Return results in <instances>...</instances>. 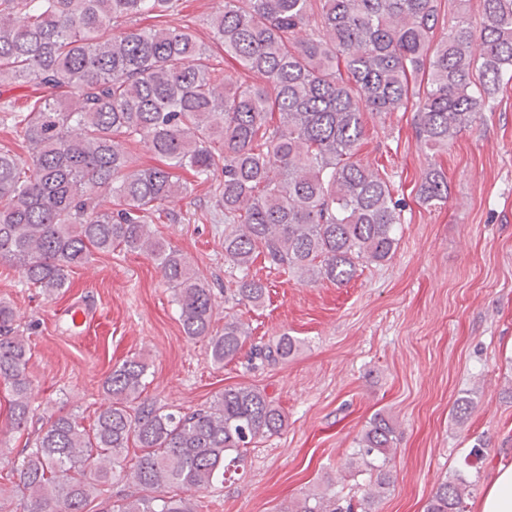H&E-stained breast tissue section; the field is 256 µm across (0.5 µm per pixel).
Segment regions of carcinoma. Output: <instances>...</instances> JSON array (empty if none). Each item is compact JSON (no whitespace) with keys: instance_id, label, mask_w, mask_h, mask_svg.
Masks as SVG:
<instances>
[{"instance_id":"carcinoma-1","label":"carcinoma","mask_w":512,"mask_h":512,"mask_svg":"<svg viewBox=\"0 0 512 512\" xmlns=\"http://www.w3.org/2000/svg\"><path fill=\"white\" fill-rule=\"evenodd\" d=\"M176 0H0V87L34 84L18 108L0 101V122L29 157L0 151V263L52 297L69 270L94 252L145 253L171 289L183 334L202 340L217 365L238 357L249 336L237 319L213 320L211 288L190 257L150 230L148 219L186 194L214 185L224 210L227 298L264 304L267 286L250 269L264 263L302 285L349 283L361 268L390 261L402 205L386 174L363 162L364 115L419 114L417 140L446 150L512 84V0H224L210 25L216 51L236 66H213L188 24L167 21ZM155 24L114 32L117 19ZM443 16L446 32L434 40ZM261 77L245 84L238 71ZM158 158L133 164L127 145ZM428 208L448 203V179L428 162L417 188ZM286 334L252 356L286 360ZM31 348L14 309L0 303V385L9 425L32 413ZM149 366L133 355L112 367L109 403L87 429L54 414L13 470L23 512H86L115 479L145 491L117 512H197L177 487L205 492L244 466L249 448L280 433L286 419L265 389L226 387L209 406L165 410L142 397ZM393 418L375 414L346 463L368 475L360 512L392 486ZM141 449L132 468L129 445ZM472 482L442 481L426 512H465ZM281 512H353L335 483L306 492Z\"/></svg>"}]
</instances>
